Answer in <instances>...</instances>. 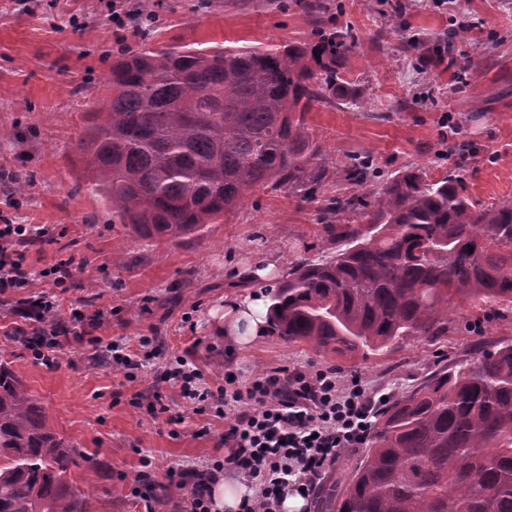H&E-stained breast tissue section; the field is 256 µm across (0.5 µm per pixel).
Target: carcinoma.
I'll return each instance as SVG.
<instances>
[{"instance_id": "cac0c4a2", "label": "carcinoma", "mask_w": 512, "mask_h": 512, "mask_svg": "<svg viewBox=\"0 0 512 512\" xmlns=\"http://www.w3.org/2000/svg\"><path fill=\"white\" fill-rule=\"evenodd\" d=\"M300 44L144 48L112 62L109 101L88 113L76 162L112 223L143 239L189 238L255 185L316 200L325 164L306 114L336 86L355 43L336 27ZM323 68L315 76L310 63ZM369 159L348 166L355 185ZM367 218L351 224L348 216ZM325 260L300 258L266 287L268 328L356 354L443 336L462 301L512 306V200L483 207L465 178L420 168L365 195L321 201ZM473 250H468V247ZM80 449L0 363V512H87L68 479ZM325 512H512V343L434 372L385 408L355 467L326 486Z\"/></svg>"}]
</instances>
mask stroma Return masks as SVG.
I'll return each mask as SVG.
<instances>
[{
	"label": "stroma",
	"mask_w": 512,
	"mask_h": 512,
	"mask_svg": "<svg viewBox=\"0 0 512 512\" xmlns=\"http://www.w3.org/2000/svg\"><path fill=\"white\" fill-rule=\"evenodd\" d=\"M341 2L331 23L358 39L343 78L366 103L331 92L310 108L312 147L328 170L317 200L258 185L198 236L142 240L113 223L106 201L83 187L82 168L72 163L88 112L109 93L113 59L143 45L312 44L315 19L295 0H154L155 21L140 30L113 23L112 0H0V168L29 180L18 223L53 231V242L29 248L30 266L72 262L67 287L37 279L0 293V360L46 406L51 428L86 454L70 479L90 489L89 512H179L186 491L149 505L132 496L141 457H155L161 481L168 467L229 453L225 419L182 403L165 358L188 357L212 380L227 370L248 379L275 367H333L396 396L466 355L512 343V310L487 321L466 302L449 316L447 335L404 339L353 357L269 333L246 346L225 337V312L263 292V279H244L243 269L271 258L277 280L296 259L331 255L334 246L318 222L320 198L370 194L415 164L432 180L461 170L481 205L512 199V0H400L396 12L387 0ZM458 7L469 32L456 44L471 76L466 85L458 69L432 62L416 70L405 59L412 35L434 45ZM452 141L478 152L448 155ZM364 156L376 178L360 186L345 181V167ZM49 291L62 328H72L77 309L103 318L82 337L65 340L46 364L24 342L35 323L17 308ZM142 336L153 337L165 357L150 361L133 382L96 351L100 341L133 344ZM158 399L169 410L154 416L149 407ZM175 415L180 424H172Z\"/></svg>",
	"instance_id": "35a3bbf8"
}]
</instances>
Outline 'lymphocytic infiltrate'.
<instances>
[{"label": "lymphocytic infiltrate", "instance_id": "1", "mask_svg": "<svg viewBox=\"0 0 512 512\" xmlns=\"http://www.w3.org/2000/svg\"><path fill=\"white\" fill-rule=\"evenodd\" d=\"M49 238L47 227L17 224L0 214V291L26 286L37 275L57 286L70 280V262L58 261L38 273L29 266L26 246ZM168 373L196 413L232 418L224 432L230 450L224 460L167 469L169 485L188 491L183 512H212L210 487L228 468L258 489L241 512H279L288 490L313 495L341 451L366 442L384 406L382 393L361 377L345 378L330 367L312 374L273 368L214 387L191 360L179 356L170 361Z\"/></svg>", "mask_w": 512, "mask_h": 512}]
</instances>
